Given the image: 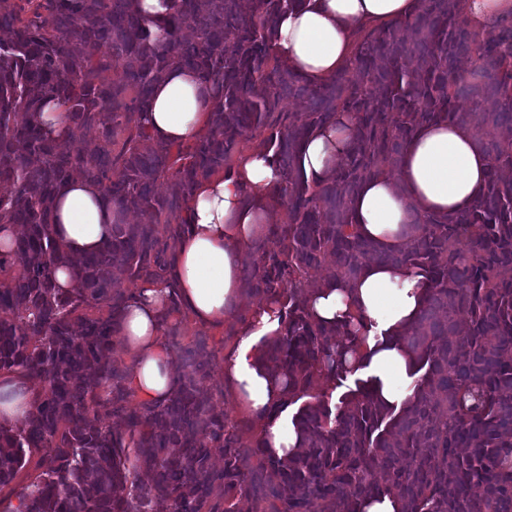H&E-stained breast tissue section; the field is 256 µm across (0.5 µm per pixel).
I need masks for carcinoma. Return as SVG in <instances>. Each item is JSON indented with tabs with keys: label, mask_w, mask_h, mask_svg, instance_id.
Instances as JSON below:
<instances>
[{
	"label": "carcinoma",
	"mask_w": 512,
	"mask_h": 512,
	"mask_svg": "<svg viewBox=\"0 0 512 512\" xmlns=\"http://www.w3.org/2000/svg\"><path fill=\"white\" fill-rule=\"evenodd\" d=\"M170 2L156 25L135 0H0L10 33L0 41V183L11 186L0 193V234L19 229L0 252V373L41 388L25 420L0 424V494L17 499L3 512H240L244 499L252 512H360L385 496L400 512H512V16L486 35L469 25L464 0H418L410 21L359 29L350 65L312 85L274 52L280 17L304 0L250 10L241 0ZM174 68L195 70L214 92L210 127L191 145L154 142L143 124L154 85ZM287 97L307 110L285 111ZM48 102L67 113L61 138L40 121ZM343 114L357 125L346 160L324 182L305 180L294 164L302 141ZM437 120L476 132L492 161L485 189L448 218L414 214L403 246L380 251L353 224L351 199L396 170L416 128ZM247 131L277 158L273 199L288 214L242 263L249 291L281 311L263 359L286 387L268 416L293 409L302 439L285 459L214 411L204 339L179 350L176 388L161 404L133 401L128 369L112 357L133 296L112 285L162 279L196 185L234 169ZM76 173L112 202L113 224L74 262L52 227L54 199ZM372 261L417 268L428 283L402 336L420 376L399 409L359 378L332 399L368 329L359 313L322 325L307 311L320 285L310 271L325 267L324 281L348 286ZM66 263L74 286L62 290L55 274ZM114 418L125 432L106 425Z\"/></svg>",
	"instance_id": "1"
}]
</instances>
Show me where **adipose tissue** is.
I'll return each instance as SVG.
<instances>
[{
	"label": "adipose tissue",
	"instance_id": "ef3b65f1",
	"mask_svg": "<svg viewBox=\"0 0 512 512\" xmlns=\"http://www.w3.org/2000/svg\"><path fill=\"white\" fill-rule=\"evenodd\" d=\"M417 8V0H307L281 17L275 52L289 69L319 84L353 59L358 27L409 19ZM210 95L195 71H170L155 85L145 116L152 139L172 145L195 142L209 127ZM354 131L353 120L344 115L310 134L297 153L299 171L311 182L330 178L345 161ZM490 169L491 160L478 148L472 130L445 121L423 124L408 140L397 175H376L353 197L354 222L379 249H396L412 212L448 216L465 209L484 189ZM279 181L273 152L256 148L243 153L233 172L217 173L197 186L167 280L141 284L120 320L118 347L130 359L129 385L140 402L166 401L175 390L176 361L159 321L170 292H177L182 313L215 328L245 303L242 256L267 235L273 216L268 198ZM111 224V204L83 179L72 178L58 192L53 230L72 257L97 251ZM425 299L419 270L370 262L351 287H316L308 309L319 324L340 323L356 312L364 315L370 337L354 363L360 373L375 377V396L398 407L412 393L415 370L400 336L416 322ZM280 330L277 305L264 301L253 306L224 365V379L238 408L261 419L266 450L284 458L296 451L298 436L290 413L266 418L282 386L261 360L258 344L260 338L279 336ZM36 390L28 375H1L0 422H22Z\"/></svg>",
	"mask_w": 512,
	"mask_h": 512
}]
</instances>
